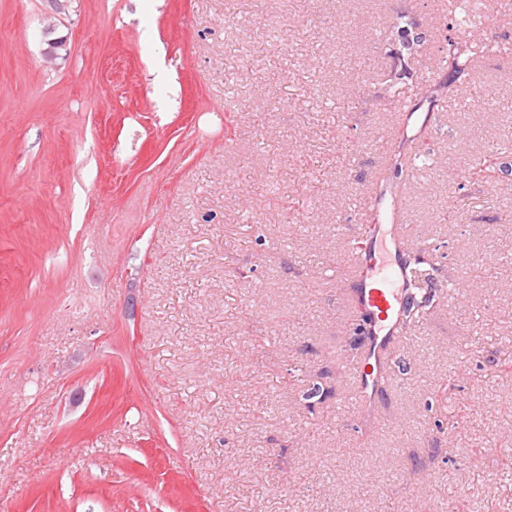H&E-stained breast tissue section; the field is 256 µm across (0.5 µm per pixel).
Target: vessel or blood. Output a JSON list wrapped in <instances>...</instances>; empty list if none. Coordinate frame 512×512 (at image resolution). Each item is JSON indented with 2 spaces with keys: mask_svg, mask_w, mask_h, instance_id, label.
Listing matches in <instances>:
<instances>
[{
  "mask_svg": "<svg viewBox=\"0 0 512 512\" xmlns=\"http://www.w3.org/2000/svg\"><path fill=\"white\" fill-rule=\"evenodd\" d=\"M377 224L364 247L350 253L352 266L363 267L364 276L355 280L352 299L358 312L369 316L370 336L351 371L358 381L363 408L375 409L382 394L393 383L394 355L401 350L406 331L402 324L408 296L406 271L385 262L383 251L398 252L407 245L412 229L405 200H378Z\"/></svg>",
  "mask_w": 512,
  "mask_h": 512,
  "instance_id": "vessel-or-blood-1",
  "label": "vessel or blood"
}]
</instances>
